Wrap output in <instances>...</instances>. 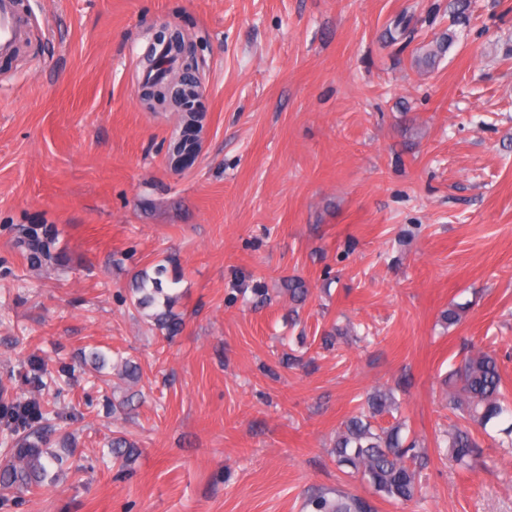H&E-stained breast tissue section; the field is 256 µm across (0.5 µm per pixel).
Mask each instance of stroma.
Returning a JSON list of instances; mask_svg holds the SVG:
<instances>
[{"mask_svg": "<svg viewBox=\"0 0 512 512\" xmlns=\"http://www.w3.org/2000/svg\"><path fill=\"white\" fill-rule=\"evenodd\" d=\"M18 3L31 35L0 58V386L28 397L9 372L32 357L55 370L95 346L109 362L60 396L72 466L31 493L0 489V512H301L312 488L366 496L332 450L382 386L426 464L418 497L378 512H512V439L488 426L468 469L437 446L469 350L496 355L512 398V0H470L463 25L448 0ZM164 29L190 43L203 91L201 151L179 171L178 114L140 98ZM35 223L57 227L68 269L28 270L16 235ZM169 257L185 320L171 339L128 292ZM116 431L131 460L109 456Z\"/></svg>", "mask_w": 512, "mask_h": 512, "instance_id": "obj_1", "label": "stroma"}]
</instances>
